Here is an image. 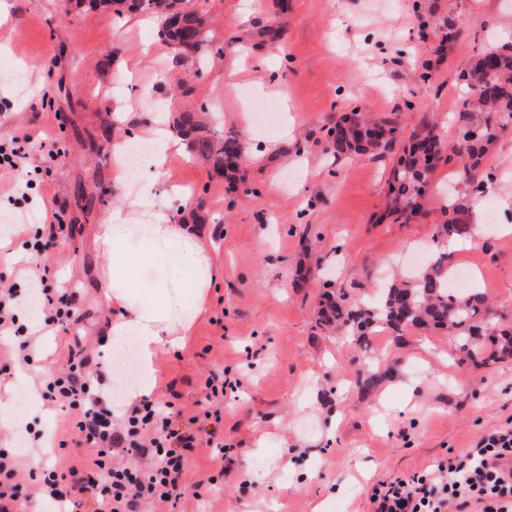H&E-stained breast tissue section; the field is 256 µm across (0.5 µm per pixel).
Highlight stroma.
Returning a JSON list of instances; mask_svg holds the SVG:
<instances>
[{
  "mask_svg": "<svg viewBox=\"0 0 512 512\" xmlns=\"http://www.w3.org/2000/svg\"><path fill=\"white\" fill-rule=\"evenodd\" d=\"M201 13L210 47L188 95L177 94L187 68L141 14L81 13L71 0H0V136L28 134L25 190L19 174L0 169V241L22 253L11 231L25 222L50 231L45 201L64 218L50 231L46 264L55 266L80 322L47 338L25 376L0 372V401L19 409L24 427L58 433L69 416L30 402L36 386L64 361L72 343L86 346L94 375L123 384L139 374L136 350L106 353L104 309L96 288L103 263L93 235L123 191L112 180L108 140L128 125L172 118L186 104L204 107L215 128L247 139L246 183H232L188 152L171 156L166 182L184 196L152 188L147 206L197 225L215 246L217 282L207 313L180 349L156 359L152 400L192 414L211 409L208 377L240 380L219 408L223 452L198 448L184 476L176 512H371L373 486L406 477L475 446L512 423V359L483 366L464 357L448 333L378 327L356 341L340 328L317 327L326 289L349 300L379 294L412 275L417 249L444 251L437 236L447 195L463 203L484 245L444 251L454 269H471L468 287L484 291L498 322L512 323V233L484 221L487 206L512 219V130L488 163L496 177L470 195L457 160L429 184L430 205L405 224L385 215L392 159L334 158L327 132L340 113L375 118L398 113L405 130L450 120L467 96L459 72L485 47L512 41V0H188ZM461 21L442 44L440 19ZM281 31L277 41L265 28ZM433 75L422 80L423 63ZM240 69L236 84L225 73ZM21 72L23 82L7 80ZM283 108L290 134L257 127L251 100ZM111 136H104V127ZM55 136L58 159L40 144ZM376 388L355 381L364 363Z\"/></svg>",
  "mask_w": 512,
  "mask_h": 512,
  "instance_id": "1",
  "label": "stroma"
}]
</instances>
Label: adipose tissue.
Returning <instances> with one entry per match:
<instances>
[{"label": "adipose tissue", "instance_id": "obj_1", "mask_svg": "<svg viewBox=\"0 0 512 512\" xmlns=\"http://www.w3.org/2000/svg\"><path fill=\"white\" fill-rule=\"evenodd\" d=\"M136 197L113 207L94 231L104 262L97 276L107 313L110 346L136 336L140 375L127 402L148 395L155 360L179 348L206 312L217 279L211 247L203 234L176 223L164 209L137 213Z\"/></svg>", "mask_w": 512, "mask_h": 512}]
</instances>
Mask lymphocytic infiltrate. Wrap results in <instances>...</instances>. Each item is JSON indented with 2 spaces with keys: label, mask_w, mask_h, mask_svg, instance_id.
I'll use <instances>...</instances> for the list:
<instances>
[{
  "label": "lymphocytic infiltrate",
  "mask_w": 512,
  "mask_h": 512,
  "mask_svg": "<svg viewBox=\"0 0 512 512\" xmlns=\"http://www.w3.org/2000/svg\"><path fill=\"white\" fill-rule=\"evenodd\" d=\"M52 279L47 266L28 278L45 309L42 322L26 329L19 323L15 288L0 289L1 336L23 334L31 340L78 322L68 303L53 299ZM89 363L83 350H69L64 369L38 388L43 402L70 411L72 431L86 449L79 465L24 472L18 467L19 452L0 448V512H19L32 482L44 496L67 500L72 512L87 501L94 503L93 512H138L143 502L154 508L174 506L183 495V475L198 442L223 449L218 429L167 404L144 398L116 416L111 390L105 382L90 381ZM118 449L146 459V467L133 469L116 461ZM370 502L372 512H462L472 503L481 512H512V424L484 436L453 464L441 462L383 483Z\"/></svg>",
  "instance_id": "obj_1"
}]
</instances>
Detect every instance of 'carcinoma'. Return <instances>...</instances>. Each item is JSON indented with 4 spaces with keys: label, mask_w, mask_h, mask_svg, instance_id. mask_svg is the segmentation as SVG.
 <instances>
[{
    "label": "carcinoma",
    "mask_w": 512,
    "mask_h": 512,
    "mask_svg": "<svg viewBox=\"0 0 512 512\" xmlns=\"http://www.w3.org/2000/svg\"><path fill=\"white\" fill-rule=\"evenodd\" d=\"M78 5L89 11H112L118 17L141 12L156 16L162 39L179 63L207 45L203 17L196 10L181 8L182 0H78ZM471 79L483 88V95L464 101L456 113V138L449 151L438 149L441 135L436 124L427 121L414 128L405 142L401 141L398 119L372 121L358 112L344 114L336 121L338 127L348 122L359 127L355 136L328 131L331 152L338 159L353 153L380 156L402 149L387 179L388 214L395 220L406 221L423 209L430 174L451 155L461 160L468 185L479 190L492 180L486 160L501 134L512 129V45L481 51L473 63ZM173 128L186 141L189 152L213 170L222 174L238 171L227 161H240L246 154L247 144L240 137L208 126L195 110L177 114ZM443 212L446 220L438 225L440 238L468 234L471 224L463 220L455 197L448 196ZM449 275L448 254L442 253L413 277L392 282L372 305L351 304L345 292L329 290L321 303L319 326H344L361 338L378 324L395 332L407 326L432 327L456 335L462 352L478 357L485 366L512 358V325L490 323L485 293L469 290L459 295L448 288Z\"/></svg>",
    "instance_id": "obj_1"
}]
</instances>
